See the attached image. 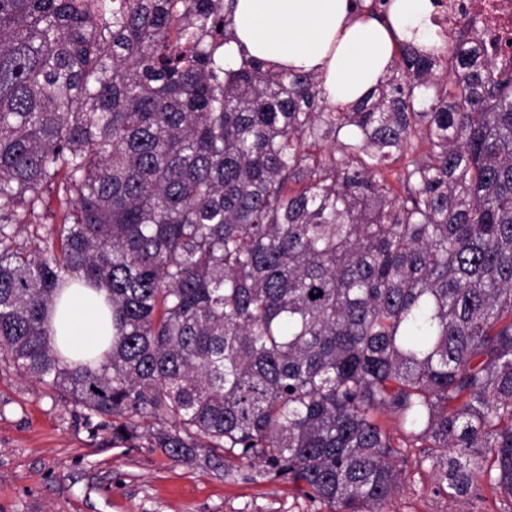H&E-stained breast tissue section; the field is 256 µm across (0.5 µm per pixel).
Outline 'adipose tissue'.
<instances>
[{"label": "adipose tissue", "instance_id": "obj_1", "mask_svg": "<svg viewBox=\"0 0 512 512\" xmlns=\"http://www.w3.org/2000/svg\"><path fill=\"white\" fill-rule=\"evenodd\" d=\"M430 0H392L390 23L355 14L350 0H235L224 59L248 56L321 79L327 98L358 104L386 74L397 41L431 49ZM54 345L77 360L111 346L112 311L102 291L76 287L50 308Z\"/></svg>", "mask_w": 512, "mask_h": 512}]
</instances>
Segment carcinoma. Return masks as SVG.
<instances>
[{
  "instance_id": "obj_1",
  "label": "carcinoma",
  "mask_w": 512,
  "mask_h": 512,
  "mask_svg": "<svg viewBox=\"0 0 512 512\" xmlns=\"http://www.w3.org/2000/svg\"><path fill=\"white\" fill-rule=\"evenodd\" d=\"M231 24L226 0H0V359L114 448L259 462L330 512H383L411 446L449 499H512V62L402 43L346 111L314 75L224 68ZM73 280L112 345L68 363ZM54 345L68 360L99 355L111 346L112 311L103 290L70 288L50 307Z\"/></svg>"
}]
</instances>
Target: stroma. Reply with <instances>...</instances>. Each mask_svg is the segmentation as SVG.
Here are the masks:
<instances>
[{
	"label": "stroma",
	"mask_w": 512,
	"mask_h": 512,
	"mask_svg": "<svg viewBox=\"0 0 512 512\" xmlns=\"http://www.w3.org/2000/svg\"><path fill=\"white\" fill-rule=\"evenodd\" d=\"M418 448L386 512H512L490 488L453 502ZM0 512H329L285 480L225 475L158 448H112L58 393L0 363Z\"/></svg>",
	"instance_id": "1"
}]
</instances>
